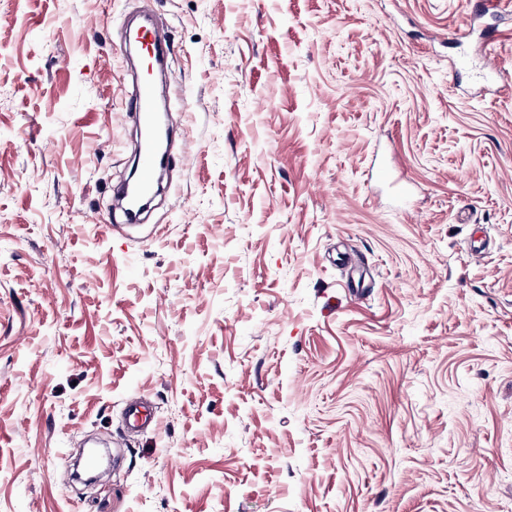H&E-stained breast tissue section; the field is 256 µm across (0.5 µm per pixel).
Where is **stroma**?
I'll list each match as a JSON object with an SVG mask.
<instances>
[{
	"instance_id": "1",
	"label": "stroma",
	"mask_w": 512,
	"mask_h": 512,
	"mask_svg": "<svg viewBox=\"0 0 512 512\" xmlns=\"http://www.w3.org/2000/svg\"><path fill=\"white\" fill-rule=\"evenodd\" d=\"M141 9L187 128L129 224ZM0 512H512V7L0 0Z\"/></svg>"
}]
</instances>
